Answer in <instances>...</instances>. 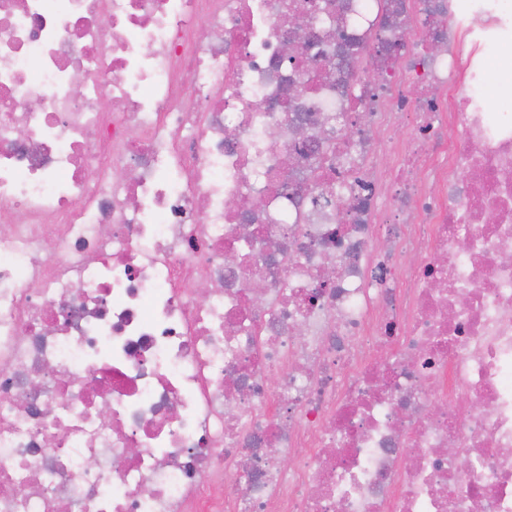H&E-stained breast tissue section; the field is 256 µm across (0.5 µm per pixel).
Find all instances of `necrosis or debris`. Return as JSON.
I'll use <instances>...</instances> for the list:
<instances>
[{"instance_id": "obj_1", "label": "necrosis or debris", "mask_w": 512, "mask_h": 512, "mask_svg": "<svg viewBox=\"0 0 512 512\" xmlns=\"http://www.w3.org/2000/svg\"><path fill=\"white\" fill-rule=\"evenodd\" d=\"M470 12L0 0V512H512Z\"/></svg>"}]
</instances>
